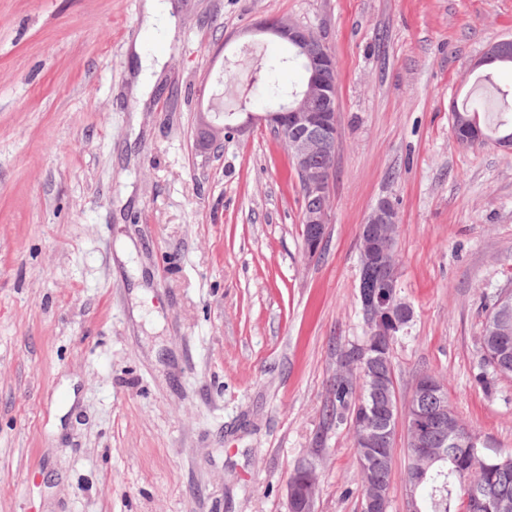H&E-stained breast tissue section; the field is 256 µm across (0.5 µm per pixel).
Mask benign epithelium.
I'll return each instance as SVG.
<instances>
[{"mask_svg": "<svg viewBox=\"0 0 512 512\" xmlns=\"http://www.w3.org/2000/svg\"><path fill=\"white\" fill-rule=\"evenodd\" d=\"M256 32L294 43L298 53L312 65L307 86L291 105L263 115L248 113L244 124L266 122L285 132L288 153L298 175L308 191L321 200V204L307 209L303 216L304 246L308 252L316 254L328 229L332 172V168L323 167L321 161L334 159L337 144L336 88L330 79V74L336 70L335 58L314 32L288 21L261 22ZM223 131L224 126L203 120L201 145L208 148L218 143ZM397 223L396 209L389 200L381 199L360 228V305L367 339L355 343L341 356L336 372V382L357 394L364 390L376 393L384 387L383 382L366 377L368 364L380 356L377 341L406 331L414 316L410 303L400 296L394 255ZM425 397L439 400L429 416L418 410V400ZM397 419L402 422L406 447L416 449L414 462L407 468L403 512H421L416 489L425 480L429 463L443 457L441 450L429 447L430 436L460 437L455 420L448 414V393L441 381L433 375L419 378L403 407L396 400L375 414L366 406L362 408L360 416L351 423L355 446L365 449L358 456L359 472H367L374 465V457L367 449L395 443L393 421ZM297 472L303 475L304 491L298 492L297 484L286 481L290 512H314L319 492L315 465L302 463ZM474 498L481 508L491 506L495 512H512V498L506 494L494 497L491 504L485 500L482 490L475 492ZM389 507V491L379 485L363 488L360 512H388Z\"/></svg>", "mask_w": 512, "mask_h": 512, "instance_id": "obj_1", "label": "benign epithelium"}]
</instances>
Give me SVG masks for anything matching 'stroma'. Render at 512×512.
<instances>
[{
  "label": "stroma",
  "mask_w": 512,
  "mask_h": 512,
  "mask_svg": "<svg viewBox=\"0 0 512 512\" xmlns=\"http://www.w3.org/2000/svg\"><path fill=\"white\" fill-rule=\"evenodd\" d=\"M164 59L132 92L145 0H0V512H360L350 425L326 426L337 348L360 339L359 230L395 206L400 401L416 378L490 452L512 451V377L482 385L485 303L512 288V152L461 146L454 107L512 68V0H166ZM336 57L329 229L303 249L280 136L217 148L202 118L270 111L263 20ZM303 475L304 491L298 492V485L292 480L286 481V493L291 512H314V502L319 492V484L315 474V465L302 463L296 468Z\"/></svg>",
  "instance_id": "obj_1"
}]
</instances>
